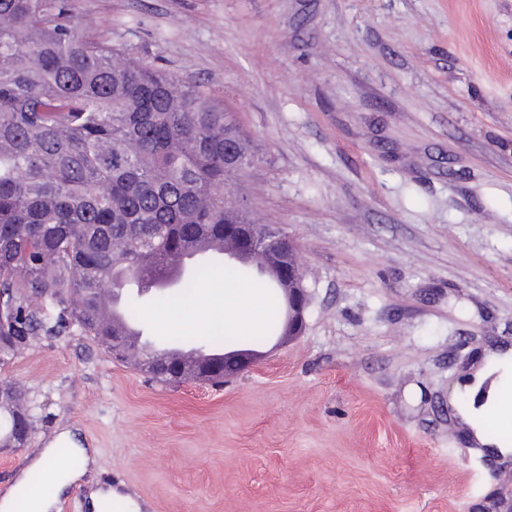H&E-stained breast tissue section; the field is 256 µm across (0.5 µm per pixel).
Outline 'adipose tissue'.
Returning a JSON list of instances; mask_svg holds the SVG:
<instances>
[{
  "label": "adipose tissue",
  "instance_id": "obj_1",
  "mask_svg": "<svg viewBox=\"0 0 512 512\" xmlns=\"http://www.w3.org/2000/svg\"><path fill=\"white\" fill-rule=\"evenodd\" d=\"M224 309L229 313L224 329L230 333H259L269 316L261 289L247 283L225 286ZM511 386L512 349L504 346L487 351L481 366L475 372L462 376L451 396L459 419L469 428L471 442L495 448L501 457L512 456V442L498 440L486 433L482 418L489 415L512 420V397L506 394ZM34 466L45 471L46 487L32 493L26 482H17L0 498V512H17L24 501L37 504L38 512H51L61 488L77 477L76 472L56 466L55 451L51 448L42 452Z\"/></svg>",
  "mask_w": 512,
  "mask_h": 512
}]
</instances>
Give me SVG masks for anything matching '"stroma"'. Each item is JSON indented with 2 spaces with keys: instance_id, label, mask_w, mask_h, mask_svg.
I'll return each mask as SVG.
<instances>
[{
  "instance_id": "1",
  "label": "stroma",
  "mask_w": 512,
  "mask_h": 512,
  "mask_svg": "<svg viewBox=\"0 0 512 512\" xmlns=\"http://www.w3.org/2000/svg\"><path fill=\"white\" fill-rule=\"evenodd\" d=\"M81 20L224 101L259 156L237 185L309 272L306 328L219 385L154 382L76 326L0 365L32 398L27 447L86 448L60 503L140 512H496L512 459L472 453L448 405L512 346V0H75ZM150 346L210 335L194 294Z\"/></svg>"
}]
</instances>
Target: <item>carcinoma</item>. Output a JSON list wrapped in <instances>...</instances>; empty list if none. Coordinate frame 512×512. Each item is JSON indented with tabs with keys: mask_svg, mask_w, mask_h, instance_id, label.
<instances>
[{
	"mask_svg": "<svg viewBox=\"0 0 512 512\" xmlns=\"http://www.w3.org/2000/svg\"><path fill=\"white\" fill-rule=\"evenodd\" d=\"M230 146L257 160L223 101L97 37L74 0H0V297L16 300L0 358L53 331L52 308L88 336L112 335L99 307L117 275L161 276L188 241L253 223ZM214 272L195 269L177 295ZM253 272L224 266L239 282ZM276 330L178 344L223 353ZM32 409L24 392L0 405L1 443Z\"/></svg>",
	"mask_w": 512,
	"mask_h": 512,
	"instance_id": "1",
	"label": "carcinoma"
}]
</instances>
